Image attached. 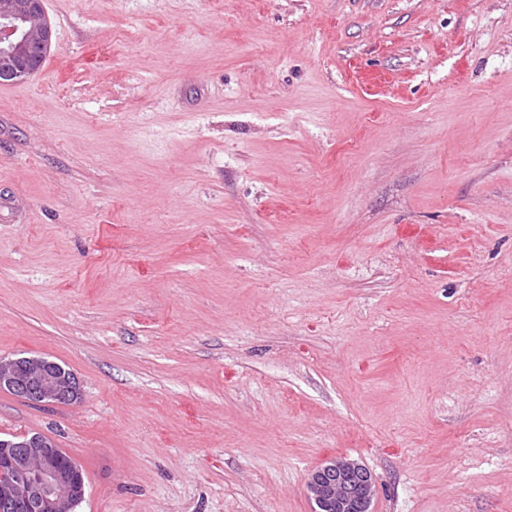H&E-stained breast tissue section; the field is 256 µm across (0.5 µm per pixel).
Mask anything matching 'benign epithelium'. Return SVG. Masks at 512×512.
Returning a JSON list of instances; mask_svg holds the SVG:
<instances>
[{
	"mask_svg": "<svg viewBox=\"0 0 512 512\" xmlns=\"http://www.w3.org/2000/svg\"><path fill=\"white\" fill-rule=\"evenodd\" d=\"M53 43L42 0H0V54L9 60L5 77L25 80ZM0 389L11 390L37 406L75 403L80 386L72 371L40 356H0ZM62 451L44 435H22L0 441V512H75L85 498L82 468L63 462ZM314 512H370L374 481L362 464L330 458L312 471L307 482Z\"/></svg>",
	"mask_w": 512,
	"mask_h": 512,
	"instance_id": "7a95c632",
	"label": "benign epithelium"
}]
</instances>
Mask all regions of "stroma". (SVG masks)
Returning a JSON list of instances; mask_svg holds the SVG:
<instances>
[{"label": "stroma", "mask_w": 512, "mask_h": 512, "mask_svg": "<svg viewBox=\"0 0 512 512\" xmlns=\"http://www.w3.org/2000/svg\"><path fill=\"white\" fill-rule=\"evenodd\" d=\"M0 82V435L78 512H512V0H43ZM42 2L0 1V54L10 62L7 73L2 76L11 81L25 80L34 75L41 66L42 57L52 46L53 31L45 18ZM0 389L37 406L73 404L81 394L72 371L40 356H0ZM307 489L315 512H370L374 481L362 464L335 457L312 471Z\"/></svg>", "instance_id": "obj_1"}]
</instances>
